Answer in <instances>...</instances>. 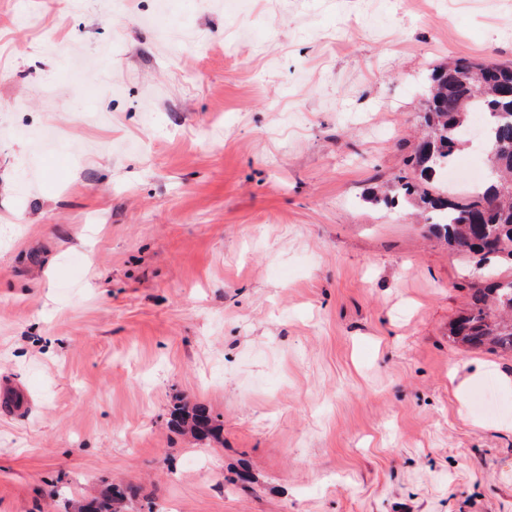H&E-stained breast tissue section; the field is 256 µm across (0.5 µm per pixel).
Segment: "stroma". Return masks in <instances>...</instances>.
<instances>
[{
	"instance_id": "obj_1",
	"label": "stroma",
	"mask_w": 512,
	"mask_h": 512,
	"mask_svg": "<svg viewBox=\"0 0 512 512\" xmlns=\"http://www.w3.org/2000/svg\"><path fill=\"white\" fill-rule=\"evenodd\" d=\"M153 11L0 0V512H512V353L448 334L478 260L379 200L512 0ZM175 421L179 426L193 434L213 439L218 438L224 426L212 414L209 407L201 402L194 404L187 410L182 409V412H179ZM139 494L136 486L112 487L106 495L77 503V512H120L123 503Z\"/></svg>"
}]
</instances>
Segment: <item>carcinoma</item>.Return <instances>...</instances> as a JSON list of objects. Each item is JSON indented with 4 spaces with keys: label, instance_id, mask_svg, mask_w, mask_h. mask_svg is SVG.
<instances>
[{
    "label": "carcinoma",
    "instance_id": "1",
    "mask_svg": "<svg viewBox=\"0 0 512 512\" xmlns=\"http://www.w3.org/2000/svg\"><path fill=\"white\" fill-rule=\"evenodd\" d=\"M472 111L489 116L484 136L491 178L484 189L459 195L439 183V173L466 142ZM422 122L426 145L408 157L410 174L397 178L384 202L402 198L423 204L431 232L452 248L478 256L480 264L512 260V67L457 58L434 69ZM450 335L468 347L512 352V279H492L476 289L471 307L452 323ZM176 423L206 438L216 439L223 430L201 402L180 412ZM138 494L135 486H117L77 503L76 512H120Z\"/></svg>",
    "mask_w": 512,
    "mask_h": 512
}]
</instances>
